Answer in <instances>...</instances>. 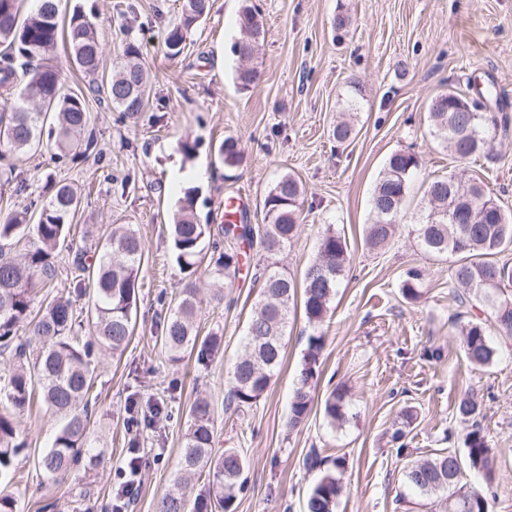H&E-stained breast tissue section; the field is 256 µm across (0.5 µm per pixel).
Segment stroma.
Instances as JSON below:
<instances>
[{
	"label": "stroma",
	"mask_w": 512,
	"mask_h": 512,
	"mask_svg": "<svg viewBox=\"0 0 512 512\" xmlns=\"http://www.w3.org/2000/svg\"><path fill=\"white\" fill-rule=\"evenodd\" d=\"M264 35L248 64L257 82L239 91L240 60L231 46L239 37L241 0H209L207 14L185 35L179 54L168 55V31L181 19L183 0H59L61 14L80 10L98 27L103 70L116 69L126 42L138 44L150 76L142 112L117 121L115 112L87 97L97 151L80 163L51 161L49 152L16 160L15 173L32 193L53 179L78 188L72 247L59 249L55 295L72 299L76 249L94 251L118 226L136 231L144 246L135 334L121 359L100 353L89 408V441L101 450L98 467L77 466L54 483L35 463L61 425L43 409L16 415L28 448L13 465L6 486L17 512H110L119 473L131 454L141 460L130 512H155L172 486L184 425L159 420L129 442L124 422L131 401L188 409L196 395L210 397L218 424L217 449L245 456L246 492L234 512H304L317 474L303 465L310 449L343 459L346 495L337 512H407L398 500L402 457L391 440L401 411L417 419L404 439L407 454L422 459L445 448L463 452L469 424L456 405L464 392L481 402L478 421L493 452L496 480L490 512H512V340L491 334L492 364H471L450 288V264L426 255L413 232L419 220L421 180L448 174L482 177L492 196L512 211V124L497 132L488 156L455 159L430 135L428 104L456 88L475 95L495 85L497 112L512 120V0H256ZM351 23L335 30L336 14ZM359 82V109L347 106L351 82ZM356 129L339 145L331 129L340 115ZM239 140L241 163L226 169L214 151L226 137ZM411 149L420 160L395 238L383 251L365 244L370 197L387 157ZM303 185L302 231L280 257L302 276L332 228L346 240L350 267L331 304L320 357L313 408L296 430L285 426L296 372L312 329L303 315L288 326L284 366L266 395L252 407L225 409L227 371L243 351V337L259 287L260 257L249 253L223 299L210 291L205 269L195 274L200 290L201 334L219 333L222 349L209 367L171 363L157 333L159 296L173 298L182 274L169 251L168 230L185 191L197 193L200 223L224 222V200L242 193L249 223L264 221L262 201L279 177ZM128 188H121V181ZM425 274L424 295L405 300L400 282L407 269ZM440 358H433V351ZM337 386L357 418L332 427L324 403Z\"/></svg>",
	"instance_id": "1"
}]
</instances>
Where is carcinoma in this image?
<instances>
[{
    "mask_svg": "<svg viewBox=\"0 0 512 512\" xmlns=\"http://www.w3.org/2000/svg\"><path fill=\"white\" fill-rule=\"evenodd\" d=\"M22 0H0V100L9 111L0 114L5 132L6 152L25 155L42 149L44 141L75 160L90 156L97 138L89 130L91 118L85 101L62 92L61 70L46 61L58 40H65L75 66L91 77L88 90L112 106L120 117L132 116L145 107L148 85L136 43L128 41L122 61L111 76L99 75L102 51L95 24L82 12L69 18L59 16L56 0H40L37 11L20 19ZM209 0H184L182 18L166 36L168 50L181 49L184 31L196 24L208 10ZM252 6L243 3L238 24L241 37L232 52L257 44L264 33L251 18ZM440 95L429 102L430 134L449 148L459 160L485 152L500 120L495 112L482 111L478 101L468 112H450L439 105ZM356 128L338 121L332 137L338 143L351 140ZM224 167L233 168L242 159L237 140L226 138L217 150ZM419 160L409 150L390 154L377 178L370 199L371 224L365 242L372 250H383L393 240L408 189L417 174ZM451 176L427 180L421 200V217L414 232L421 249L433 256H454L451 270L453 295L459 306L486 311L499 335L512 337V261L500 255L512 248V212L488 195L478 176L468 179L470 199L457 219L448 217L453 199L448 197ZM303 189L290 174L281 176L263 201V224H233L221 227L224 240L211 234V225L197 222L195 198L191 193L179 200L170 231L171 249L185 282L178 303L160 322V342L171 361L196 354L204 364L221 350L222 337L202 336L196 325L199 288L193 280L205 249H211L209 276L231 288L240 272L243 249L258 246L266 265L260 269L262 289L248 319L243 353L228 376L226 400L236 410L261 399L281 371L285 356V328L289 313L302 310L309 325L318 332L308 337L306 354L296 376L287 426L294 429L312 410L319 378V359L324 334L319 331L329 317L330 303L340 277L349 264L345 238L327 229L319 241L315 258L301 279L278 265V257L291 246L301 229L300 199ZM80 203L69 184L48 181L44 192L22 210L0 222V481L6 479L16 457L26 449L15 425L14 415L25 411L39 398L46 409L58 414L62 424L51 446L37 457L39 468L49 480L70 476L81 461L92 467L101 452L87 447L90 418L87 402L96 379L95 360L100 351L119 358L125 352L136 326L139 277L143 249L136 233L117 228L106 238L95 257L78 251L76 270L81 272L74 292L85 299V315L92 336L75 334L77 317L72 302L60 298L46 301L38 293L54 287L56 253L70 232V220ZM25 241L24 252L11 256L3 244ZM424 274L414 267L400 283L404 299L416 301L423 295ZM487 326L470 320L462 328L467 360L476 366L493 363L497 350ZM346 393L337 387L327 397L324 413L331 423L349 420ZM457 414L464 420L479 414L475 394L468 391L459 399ZM165 414L158 404L137 412L125 422L127 434L141 424L151 425ZM411 408L401 413L400 426L392 434L402 455L407 429L416 420ZM217 437L215 407L210 399L196 397L189 407L179 473L173 488L157 504V512H229L238 494L247 466L236 448L215 452ZM465 456L442 449L426 459L408 461L402 470L403 486L445 512H489L487 489L495 478L492 449L480 429L466 436ZM483 476L486 489L469 490L460 484L463 465ZM344 462L336 459L335 469L323 471L306 500V512H336L346 493L341 474ZM204 479L197 490L193 480Z\"/></svg>",
    "mask_w": 512,
    "mask_h": 512,
    "instance_id": "1",
    "label": "carcinoma"
}]
</instances>
